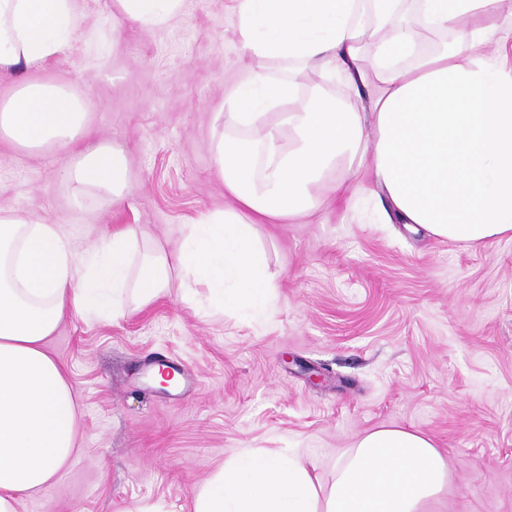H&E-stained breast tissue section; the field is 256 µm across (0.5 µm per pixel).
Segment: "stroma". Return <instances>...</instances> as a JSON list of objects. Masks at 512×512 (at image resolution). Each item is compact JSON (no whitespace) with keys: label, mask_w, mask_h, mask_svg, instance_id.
<instances>
[{"label":"stroma","mask_w":512,"mask_h":512,"mask_svg":"<svg viewBox=\"0 0 512 512\" xmlns=\"http://www.w3.org/2000/svg\"><path fill=\"white\" fill-rule=\"evenodd\" d=\"M80 5L82 32L28 77L85 101L91 140L125 154L129 199L93 190L74 206L63 171L78 148L0 139V213L62 225L76 250L138 224L172 257L183 225L223 211L210 148L224 89L244 74L368 103L367 87L243 53L233 0H186L158 28L114 0ZM316 195L311 215L257 227L275 284L264 320L211 308L204 288L126 301L107 322L68 311L48 348L79 403L78 449L18 512H191L241 449H292L326 478L337 449L390 425L447 451L445 512H512V240L442 241L384 223L369 197ZM161 363L182 380L160 387Z\"/></svg>","instance_id":"1"}]
</instances>
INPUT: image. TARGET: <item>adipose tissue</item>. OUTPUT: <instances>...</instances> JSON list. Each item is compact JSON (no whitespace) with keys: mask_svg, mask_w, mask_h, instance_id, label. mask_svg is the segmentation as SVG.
<instances>
[{"mask_svg":"<svg viewBox=\"0 0 512 512\" xmlns=\"http://www.w3.org/2000/svg\"><path fill=\"white\" fill-rule=\"evenodd\" d=\"M146 28L168 25L183 0H115ZM402 0H372L387 36L368 70L356 61L366 37L361 0H234L238 42L249 55L302 60L346 83L371 81L364 112L335 98L299 99L295 84L252 72L224 93V129L212 145L232 206L183 225L176 257L161 248L131 258L133 224L77 253L63 228L20 213L0 215V512L39 494L76 450L77 404L46 347L67 309L107 321L125 295L147 302L178 284L204 285L222 312L265 317L274 283L256 226L316 207L315 191L337 168H365L372 194L407 224L453 242L512 240V28L498 0H415L420 26L398 22ZM77 0H0V70L43 67L77 36ZM456 31L452 45L421 48L424 33ZM496 41L497 53L484 50ZM85 104L50 83H19L0 97V137L23 149L82 144L65 171L75 203L95 189L122 203V151L88 141ZM318 464L250 448L199 490L193 512H440L452 472L422 431L391 425L341 449L331 483Z\"/></svg>","mask_w":512,"mask_h":512,"instance_id":"1","label":"adipose tissue"}]
</instances>
